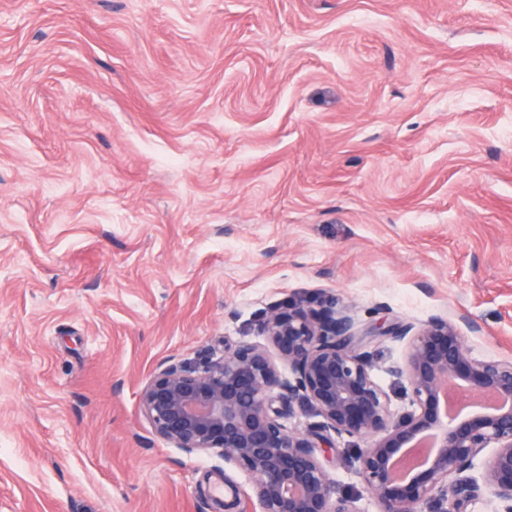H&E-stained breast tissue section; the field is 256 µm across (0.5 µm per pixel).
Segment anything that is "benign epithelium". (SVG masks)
Returning <instances> with one entry per match:
<instances>
[{
	"label": "benign epithelium",
	"mask_w": 512,
	"mask_h": 512,
	"mask_svg": "<svg viewBox=\"0 0 512 512\" xmlns=\"http://www.w3.org/2000/svg\"><path fill=\"white\" fill-rule=\"evenodd\" d=\"M260 342L224 346L198 367L169 363L143 388L140 407L156 434L188 456L217 454L249 475L250 491L224 484L247 512H357L317 449L335 439L355 449L357 473L378 512H466L485 486L512 512V362L473 359L456 326L432 318L418 329H359L334 299L288 301L261 322ZM408 340L410 408L396 415L376 384L369 344ZM285 363L291 376L280 375ZM319 421L305 431L295 408ZM429 442L426 462L399 476L407 452ZM491 454L482 459L487 448ZM481 460V479L468 474Z\"/></svg>",
	"instance_id": "1"
}]
</instances>
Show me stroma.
Returning a JSON list of instances; mask_svg holds the SVG:
<instances>
[{
  "label": "stroma",
  "instance_id": "35a3bbf8",
  "mask_svg": "<svg viewBox=\"0 0 512 512\" xmlns=\"http://www.w3.org/2000/svg\"><path fill=\"white\" fill-rule=\"evenodd\" d=\"M319 295L512 361V0H0V512H216L140 392Z\"/></svg>",
  "mask_w": 512,
  "mask_h": 512
}]
</instances>
